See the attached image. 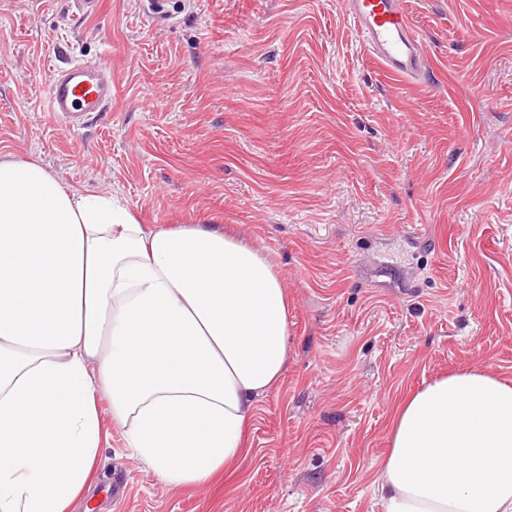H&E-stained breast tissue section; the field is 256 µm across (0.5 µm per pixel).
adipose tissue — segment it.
Returning a JSON list of instances; mask_svg holds the SVG:
<instances>
[{
  "label": "adipose tissue",
  "instance_id": "ef3b65f1",
  "mask_svg": "<svg viewBox=\"0 0 512 512\" xmlns=\"http://www.w3.org/2000/svg\"><path fill=\"white\" fill-rule=\"evenodd\" d=\"M288 294L267 256L209 224H140L107 192L0 160V512H74L101 446L97 394L171 487L248 450L288 361ZM382 512H512V383L448 374L402 402Z\"/></svg>",
  "mask_w": 512,
  "mask_h": 512
}]
</instances>
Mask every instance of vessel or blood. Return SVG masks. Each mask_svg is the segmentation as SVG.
Returning a JSON list of instances; mask_svg holds the SVG:
<instances>
[{"instance_id": "obj_1", "label": "vessel or blood", "mask_w": 512, "mask_h": 512, "mask_svg": "<svg viewBox=\"0 0 512 512\" xmlns=\"http://www.w3.org/2000/svg\"><path fill=\"white\" fill-rule=\"evenodd\" d=\"M345 14L372 56L397 77H415L428 65L404 10L403 0H346ZM48 112L79 130L112 105V74L98 61L75 62L52 71L46 86Z\"/></svg>"}]
</instances>
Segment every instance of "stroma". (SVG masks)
Returning a JSON list of instances; mask_svg holds the SVG:
<instances>
[{
	"label": "stroma",
	"instance_id": "1",
	"mask_svg": "<svg viewBox=\"0 0 512 512\" xmlns=\"http://www.w3.org/2000/svg\"><path fill=\"white\" fill-rule=\"evenodd\" d=\"M429 66L398 80L342 0H0V159L207 221L288 290V365L244 458L171 488L97 399L92 512H381L396 406L437 376L512 381V0H404ZM98 60L112 109L73 133L53 69Z\"/></svg>",
	"mask_w": 512,
	"mask_h": 512
}]
</instances>
